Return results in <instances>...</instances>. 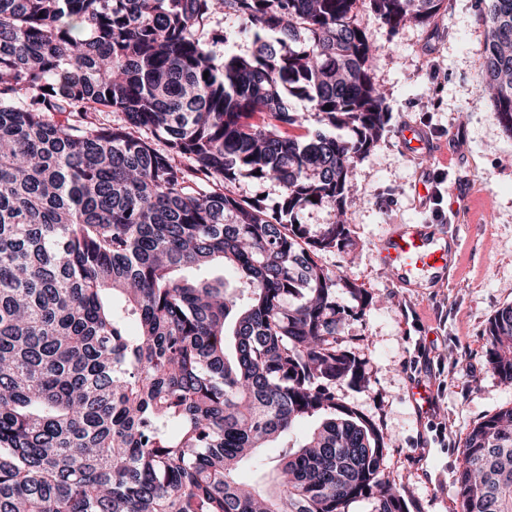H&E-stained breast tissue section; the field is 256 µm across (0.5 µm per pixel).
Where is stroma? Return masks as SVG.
Returning a JSON list of instances; mask_svg holds the SVG:
<instances>
[{
    "mask_svg": "<svg viewBox=\"0 0 512 512\" xmlns=\"http://www.w3.org/2000/svg\"><path fill=\"white\" fill-rule=\"evenodd\" d=\"M483 7L482 0H447L430 27L394 35L358 11V24L378 48L373 74L391 116L387 133L351 176L352 246L318 257L372 298L360 314L348 293H336L345 344L369 379L362 389L337 385L336 396L391 437L384 468L404 487L408 512H458L464 434L512 406V385L485 362L488 321L512 304V133L476 88ZM405 124L424 130L426 147L403 142ZM422 184L439 187V195L421 198ZM417 222L441 223L460 241L458 265L443 287H403L374 259L389 225ZM418 382L435 394L430 413L409 399Z\"/></svg>",
    "mask_w": 512,
    "mask_h": 512,
    "instance_id": "35a3bbf8",
    "label": "stroma"
}]
</instances>
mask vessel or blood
I'll return each mask as SVG.
<instances>
[{
    "label": "vessel or blood",
    "mask_w": 512,
    "mask_h": 512,
    "mask_svg": "<svg viewBox=\"0 0 512 512\" xmlns=\"http://www.w3.org/2000/svg\"><path fill=\"white\" fill-rule=\"evenodd\" d=\"M458 242L429 224H397L377 250V259L392 269L401 284L416 288L444 283L457 258Z\"/></svg>",
    "instance_id": "b4317fda"
}]
</instances>
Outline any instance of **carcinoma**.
Segmentation results:
<instances>
[{
	"label": "carcinoma",
	"instance_id": "obj_1",
	"mask_svg": "<svg viewBox=\"0 0 512 512\" xmlns=\"http://www.w3.org/2000/svg\"><path fill=\"white\" fill-rule=\"evenodd\" d=\"M445 3L0 0V512H408L391 437L336 398L368 384L336 290L369 296L318 254L352 245L350 176L390 118L358 5L397 32ZM480 21L477 88L512 132V0ZM292 98L320 129L288 132ZM244 173L280 201L236 196ZM310 208L334 220L294 225ZM215 263L235 289L183 275ZM485 336L511 385L512 305ZM273 444L275 488L240 480ZM456 484L460 512H512V406L467 432Z\"/></svg>",
	"mask_w": 512,
	"mask_h": 512
}]
</instances>
